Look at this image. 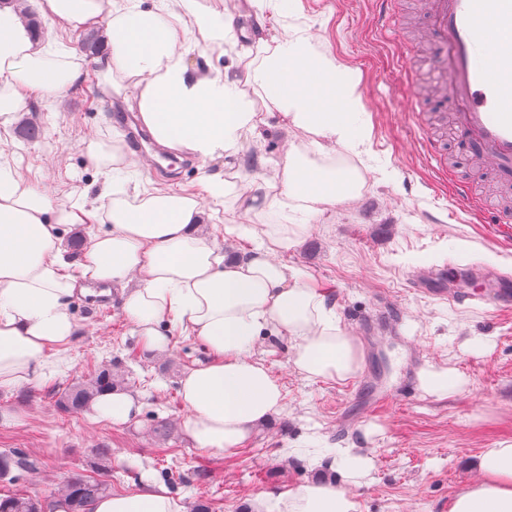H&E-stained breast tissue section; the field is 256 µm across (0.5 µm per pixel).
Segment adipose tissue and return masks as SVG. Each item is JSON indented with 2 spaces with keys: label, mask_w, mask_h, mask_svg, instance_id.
<instances>
[{
  "label": "adipose tissue",
  "mask_w": 512,
  "mask_h": 512,
  "mask_svg": "<svg viewBox=\"0 0 512 512\" xmlns=\"http://www.w3.org/2000/svg\"><path fill=\"white\" fill-rule=\"evenodd\" d=\"M64 32L104 26L106 48L96 60L105 90L126 79L136 89L134 106L163 148L197 160L237 156L244 137L269 125L278 112L283 127L311 133L320 154L364 145L368 133L354 122L365 109L358 81L342 64L316 52L302 37L258 42L242 72L210 75L186 62L189 27L223 44L235 15L202 9L199 0H177L174 11L145 10L123 0H31ZM86 76L75 54L41 46L12 6L0 7V126H9L27 107V94L61 97ZM257 86L272 105L256 110L240 84ZM89 161L105 180L102 207L53 203L30 184L0 175V388L39 380L50 348L65 349L78 332L71 302L83 279L122 289L121 310L145 345L165 350L160 330L169 322L202 341L207 360L181 379L191 405L187 424L195 447L221 454L238 448L283 401L279 380L250 355L261 333L294 342L291 361L306 378L343 381L360 367L356 338L336 323V313L303 270L280 260L296 245L300 224H264L248 253L222 254L216 240L199 231L200 196L214 205L237 191L247 210L262 215L283 211L289 201L311 218L354 201L352 175L337 177L335 164H311L302 149L288 144L278 166L277 193H263L256 179L232 186L223 173L200 179L198 191L169 187L133 195L113 185L131 166L120 142L96 143ZM101 222L90 232L81 257L69 259L60 229ZM142 405L126 391L106 392L91 401L88 415L122 426ZM340 468L349 489L314 483L301 486L285 512H353L352 491L372 468L361 449L326 457ZM482 477L459 492L449 512H512V443L488 449ZM91 512H182L168 490L149 486L133 494L100 496Z\"/></svg>",
  "instance_id": "1"
}]
</instances>
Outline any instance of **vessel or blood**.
Wrapping results in <instances>:
<instances>
[{
    "mask_svg": "<svg viewBox=\"0 0 512 512\" xmlns=\"http://www.w3.org/2000/svg\"><path fill=\"white\" fill-rule=\"evenodd\" d=\"M428 37L437 50L443 93L454 110L455 129L497 181L512 186V0H425ZM453 195L476 222L493 224L512 239V214L474 196L468 183L452 178ZM495 306L512 310V277L501 275L491 294Z\"/></svg>",
    "mask_w": 512,
    "mask_h": 512,
    "instance_id": "1",
    "label": "vessel or blood"
}]
</instances>
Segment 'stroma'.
Instances as JSON below:
<instances>
[{
    "mask_svg": "<svg viewBox=\"0 0 512 512\" xmlns=\"http://www.w3.org/2000/svg\"><path fill=\"white\" fill-rule=\"evenodd\" d=\"M202 7L235 13L245 34L227 35L215 45L197 30L187 34V60L213 75L236 73L249 44L284 33L308 36L319 52L355 71L366 110L357 121L369 139L362 154L342 148L339 159L361 175L360 197L352 205L308 220L288 214L256 215L227 196L202 234L223 239L229 253L254 245L250 235L226 234L228 224H305L298 246L281 259L306 271L329 294L343 327L361 338L360 369L344 381L305 379L293 367L288 339L262 334L254 348L283 387L279 414L259 425L245 443L216 456L195 448L185 424L192 409L181 394L183 374L205 360L204 344L168 329L166 351L143 348L133 325L112 297L102 312L75 297L77 336L64 353L49 349L40 381L0 388V452L13 450L37 459L35 471L16 482L0 479V496L23 494L50 503L71 474L106 480L112 493H134L147 484L165 485L179 504L203 500L212 512H251L254 499H266L279 512L289 492L309 483L346 486L342 473L313 465L329 448L357 447L372 458V469L353 497L354 512H449L455 495L481 478L482 454L512 443V312L490 304L448 306L437 293L422 294L409 277L457 261L512 272V243L494 225L478 224L443 187L439 170L452 168L486 198L499 200L501 187L489 168L475 161L451 130L450 104L442 95H424L437 84L429 61L432 46H421L426 13L417 0H395L396 26L386 35L373 31L369 0H199ZM416 66L422 109L414 114L400 93L402 60ZM132 86L101 93L89 105L82 87L70 88L57 102L32 98L18 122L42 129L26 143L14 130L0 134V167L33 184L50 198L94 207L86 190L99 180L87 161L90 141L125 139L112 118L127 109ZM444 140L441 161L421 153L423 139ZM294 140L307 158H317L312 137L271 122L261 138L246 146L268 160L262 175L276 180V161L285 140ZM155 168L132 169L127 189L160 184L171 173L173 189L194 190L205 173L245 174L242 159L178 162L152 147ZM444 365L465 378L456 394L440 400L415 391L405 395L411 370ZM109 368L122 374L129 391L143 403L139 417L124 426L66 412L58 399L72 383ZM392 396L385 409L374 402ZM110 456H102V449ZM133 469H126V462Z\"/></svg>",
    "mask_w": 512,
    "mask_h": 512,
    "instance_id": "obj_1",
    "label": "stroma"
}]
</instances>
